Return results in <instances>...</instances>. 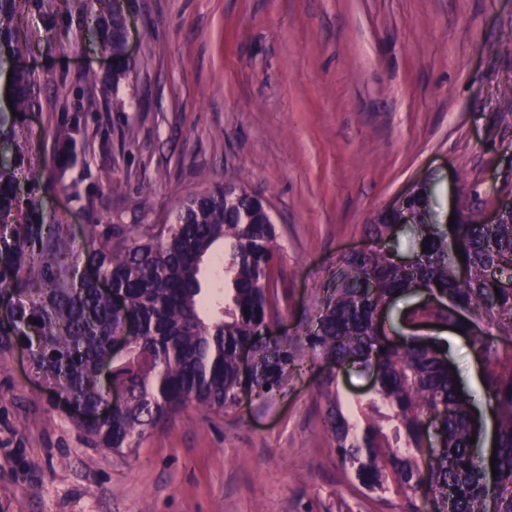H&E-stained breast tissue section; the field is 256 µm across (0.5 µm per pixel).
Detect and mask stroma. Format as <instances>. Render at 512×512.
Returning a JSON list of instances; mask_svg holds the SVG:
<instances>
[{"mask_svg": "<svg viewBox=\"0 0 512 512\" xmlns=\"http://www.w3.org/2000/svg\"><path fill=\"white\" fill-rule=\"evenodd\" d=\"M129 70L94 49L81 13L32 0L19 23L38 81L30 159L55 184L47 221L171 224L232 175L268 206L281 244L276 334L297 346L280 388L227 413L187 406L139 448L94 446L31 352L0 351V512H404L367 499L339 461L318 393L329 370L300 340L368 224L431 180L440 221L512 198V0H120ZM75 161L56 166L62 121ZM457 377L480 370L445 329ZM342 408L376 396L337 370Z\"/></svg>", "mask_w": 512, "mask_h": 512, "instance_id": "35a3bbf8", "label": "stroma"}]
</instances>
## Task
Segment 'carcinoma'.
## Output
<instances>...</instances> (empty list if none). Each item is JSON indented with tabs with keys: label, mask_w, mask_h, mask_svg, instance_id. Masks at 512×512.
<instances>
[{
	"label": "carcinoma",
	"mask_w": 512,
	"mask_h": 512,
	"mask_svg": "<svg viewBox=\"0 0 512 512\" xmlns=\"http://www.w3.org/2000/svg\"><path fill=\"white\" fill-rule=\"evenodd\" d=\"M29 0H0V288L17 297L12 318L0 323V346L22 344L76 405L94 413L116 384L124 405L78 426L97 446L131 451L147 430L194 405L216 412L278 386L295 364L293 346L271 335L279 315L275 270L279 236L264 203L228 180L188 198L174 224L92 225L79 249L63 224L44 220L43 176L30 168L25 114L37 105L36 81L13 66L27 50L17 18ZM67 9L91 5L93 43L122 56L124 24L112 0H65ZM78 124L60 134L59 168L69 164ZM432 187L412 192L408 214L391 210L368 226L374 246L343 258L324 289L306 343L331 368L352 360L372 371L374 390L388 409L363 419L360 432L343 414L334 372L324 378L325 429L347 472L376 499L395 483L406 501L427 489L442 512H512V291L495 271L512 270V222L480 219L433 223ZM414 229L408 269L390 251L400 248L395 224ZM224 250L225 292L202 294L201 269ZM465 261H460L459 253ZM127 302L139 333L124 337L112 356L125 315L99 278ZM441 286H436V283ZM422 287L448 305V323L464 331L481 361L483 398L492 405L496 449L470 443L477 435L475 397L457 395L444 346L436 338L395 341L376 329L380 308ZM253 349L254 371L242 375L239 353ZM437 443L426 451L425 421ZM496 467L494 476L491 467Z\"/></svg>",
	"instance_id": "obj_1"
}]
</instances>
